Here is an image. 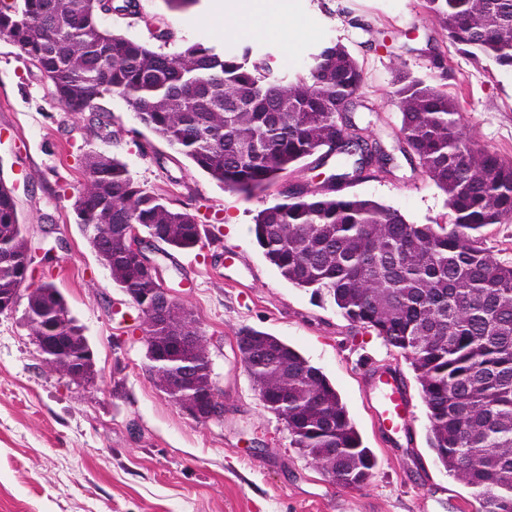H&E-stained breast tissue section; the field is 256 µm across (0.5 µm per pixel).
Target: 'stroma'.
I'll return each mask as SVG.
<instances>
[{
	"label": "stroma",
	"instance_id": "obj_1",
	"mask_svg": "<svg viewBox=\"0 0 512 512\" xmlns=\"http://www.w3.org/2000/svg\"><path fill=\"white\" fill-rule=\"evenodd\" d=\"M228 0L185 9L139 0L135 15L102 22L127 38L175 53L202 43L228 52L251 46L273 69L303 72L313 48L338 42L364 76L358 109L369 133L398 144L396 75L406 70L447 92L473 140L512 161V75L490 59L461 52L426 0H291L287 16L243 35L224 31ZM172 34L153 41L156 30ZM90 113L53 100L38 71L0 38V176L13 187L19 221L37 247L36 279L52 283L82 326L97 381L82 388L50 373L25 324L24 306L0 314V512H477L468 488L427 443L428 417L408 361L375 333L350 324L329 300L288 283L264 257L253 224L288 184L310 179L311 160L281 173L253 196L232 192L138 121L116 95ZM106 151L143 188L192 212L207 234L177 251L163 277L210 339L224 390L222 420L200 423L146 376L145 346L117 316L126 297L89 246L73 211L87 154ZM392 174L356 182L353 193L398 209L412 224L448 220L446 196L397 158ZM236 255L235 263L224 260ZM278 337L336 388L364 445L376 457L368 484L344 488L291 445L237 356L241 330ZM392 367L413 413L406 433L379 428L368 405L371 368Z\"/></svg>",
	"mask_w": 512,
	"mask_h": 512
}]
</instances>
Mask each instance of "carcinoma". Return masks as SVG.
<instances>
[{"label": "carcinoma", "instance_id": "cac0c4a2", "mask_svg": "<svg viewBox=\"0 0 512 512\" xmlns=\"http://www.w3.org/2000/svg\"><path fill=\"white\" fill-rule=\"evenodd\" d=\"M448 39L512 72V0H427ZM0 37L38 70L66 111L97 112L105 95L125 98L143 126L224 188L250 196L293 164L332 144L380 151L367 129L340 110L363 72L339 42L309 54L306 72L276 76L268 57L195 43L168 54L114 34L97 0H4ZM393 97L398 149L447 196V224H411L372 198L326 189L283 192L258 210L254 235L265 258L298 288L326 296L350 323L368 329L409 362L430 422L428 442L480 512H512V265L492 257L483 230L512 220V161L464 132L456 102L406 71ZM336 176L359 158L336 153ZM92 249L112 234V281L136 303L153 302L157 272L122 250L121 225L136 224L168 249L189 250L206 229L185 208L144 189L106 152L85 162L73 203ZM12 189L0 186V304L23 288L27 267ZM176 302L150 333L165 347L183 335ZM25 318L63 358L88 370L87 338L51 283L31 292ZM253 385L288 397L291 445L312 464L325 448L336 483L371 477L363 446L336 389L319 368L281 342L269 360L248 363Z\"/></svg>", "mask_w": 512, "mask_h": 512}]
</instances>
